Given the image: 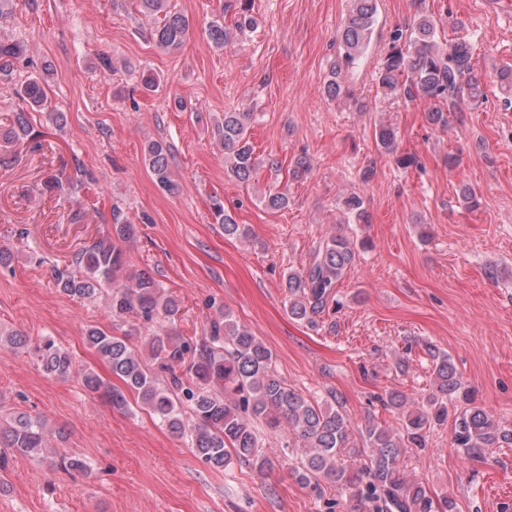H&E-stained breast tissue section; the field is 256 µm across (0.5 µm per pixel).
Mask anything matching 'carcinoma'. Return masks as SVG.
Here are the masks:
<instances>
[{
	"mask_svg": "<svg viewBox=\"0 0 512 512\" xmlns=\"http://www.w3.org/2000/svg\"><path fill=\"white\" fill-rule=\"evenodd\" d=\"M139 12L156 18L151 31L155 45L165 51L179 49L185 42L189 18L174 9L170 0H137ZM353 8L341 31L344 53L337 70L356 67L370 45L378 0H352ZM251 0H225L224 11L235 10V29L224 25V16L210 19L204 29L208 43L222 49L233 31L244 33L257 25ZM437 23L421 14L407 29H395L390 45L376 74L378 87L387 96L429 104L426 120L448 125L443 106L455 109L462 103L474 104L485 98L480 80L473 74V45L454 41L448 49L437 44ZM28 45L21 41H0V79L12 74L15 64L27 57ZM19 109L14 113L6 140L19 147L43 135L34 130L29 112H46L55 124L63 120L51 109L43 84L33 78L18 89ZM251 112H226L221 126L224 163L242 183L252 178L258 166L255 149L247 135ZM375 138L382 149L396 155L397 164L415 163L410 155L397 154V135L390 125H381ZM145 161L154 182L170 194L179 186L172 178L166 144L152 141L144 148ZM263 204L273 210L288 206L286 191H268ZM344 205L355 221L369 223L363 199L345 198ZM216 223L224 235L246 240L250 230L235 221L216 199L212 203ZM137 227L121 209H112V233L94 240L80 250L75 269L56 272V286L68 296L88 298L110 289L112 315L133 316L147 323H174L179 312L175 298L165 294L144 270H128L124 251L117 242H131ZM350 240L336 236L319 246L312 262L288 273V314L309 325L335 300L338 282L352 263ZM30 348L35 363L45 373L65 377L73 368L67 352L50 337L29 345L19 334L5 336L0 343ZM89 345L111 367L125 389L106 388L94 372L81 375L91 392L105 390L110 403L127 406L125 391L133 392L146 411L171 432L190 439L194 454L210 468L222 471L238 462L257 473L272 468V460L260 448L258 426L274 434L286 430L302 444L298 481L318 487L325 482L336 488L354 486L357 497L371 504L373 512H455V503L445 498L439 507L425 488L405 475L401 458L409 447L421 448L427 433L448 420V404H466L455 417L453 443L469 457H484L491 448L512 444V429L503 426L483 408L475 405L456 367L446 354L434 357L435 392L414 405L406 396L391 392L384 405L402 413L403 429L394 433L377 425L365 428L363 447H349V421L342 396L330 392L324 401H314L280 379L274 370L271 350L261 338L231 315L224 313L210 326V335L192 344L168 330L148 342L149 357L124 337L103 330L88 332ZM182 368L179 373L176 368ZM48 444L45 423L27 414L13 417L0 430V446L37 462Z\"/></svg>",
	"mask_w": 512,
	"mask_h": 512,
	"instance_id": "carcinoma-1",
	"label": "carcinoma"
}]
</instances>
